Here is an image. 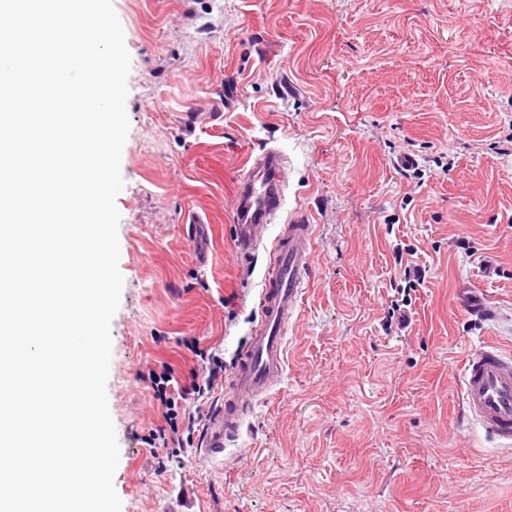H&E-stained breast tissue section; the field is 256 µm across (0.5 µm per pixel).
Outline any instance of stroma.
Listing matches in <instances>:
<instances>
[{
    "label": "stroma",
    "instance_id": "stroma-1",
    "mask_svg": "<svg viewBox=\"0 0 512 512\" xmlns=\"http://www.w3.org/2000/svg\"><path fill=\"white\" fill-rule=\"evenodd\" d=\"M113 7L131 56L107 382L122 512H512V449L457 390L472 347L512 353V0ZM269 147L285 212L314 217L312 264L280 382L207 464L148 445L167 425L148 374L189 384L206 349L225 376L204 412L223 397L281 230L237 254L236 183Z\"/></svg>",
    "mask_w": 512,
    "mask_h": 512
}]
</instances>
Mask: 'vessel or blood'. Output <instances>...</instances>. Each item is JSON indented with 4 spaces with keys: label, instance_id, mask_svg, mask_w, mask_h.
Instances as JSON below:
<instances>
[{
    "label": "vessel or blood",
    "instance_id": "1",
    "mask_svg": "<svg viewBox=\"0 0 512 512\" xmlns=\"http://www.w3.org/2000/svg\"><path fill=\"white\" fill-rule=\"evenodd\" d=\"M287 165L282 152L264 149L249 156L235 193V247L256 250L285 203ZM313 219L294 210L273 245V260L259 297L260 320L238 361L218 408L208 417L198 449L200 458L220 461L224 442L238 435L248 408L266 398L285 370L288 324L304 293L312 262ZM463 413L493 440L512 442V354L493 345L473 348L460 380Z\"/></svg>",
    "mask_w": 512,
    "mask_h": 512
}]
</instances>
